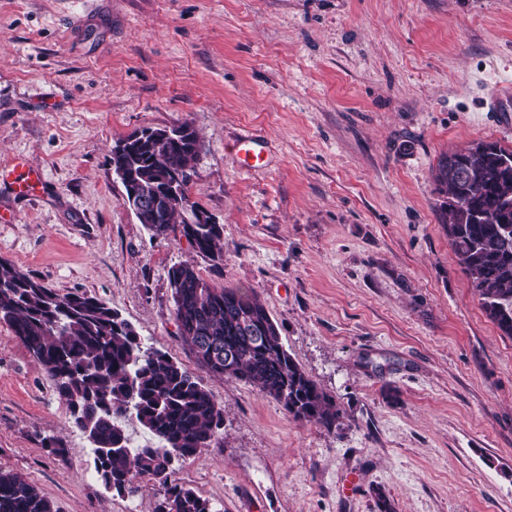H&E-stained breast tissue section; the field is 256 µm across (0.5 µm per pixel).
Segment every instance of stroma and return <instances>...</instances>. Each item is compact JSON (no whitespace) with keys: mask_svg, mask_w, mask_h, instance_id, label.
<instances>
[{"mask_svg":"<svg viewBox=\"0 0 512 512\" xmlns=\"http://www.w3.org/2000/svg\"><path fill=\"white\" fill-rule=\"evenodd\" d=\"M0 0V261L97 296L224 410L173 466L213 512H512V337L488 317L442 222L449 151L512 148L486 101L512 85V0ZM189 124V195L224 226L222 273L123 202L114 143ZM262 146L261 163L237 151ZM254 292L288 353L343 411L293 420L182 342L168 270ZM66 448L52 455L48 441ZM0 469L56 512H156L107 490L41 364L0 323ZM0 179L8 182L19 196L32 194L43 184L40 171L31 168L22 157L15 158L11 166L1 168Z\"/></svg>","mask_w":512,"mask_h":512,"instance_id":"obj_1","label":"stroma"}]
</instances>
